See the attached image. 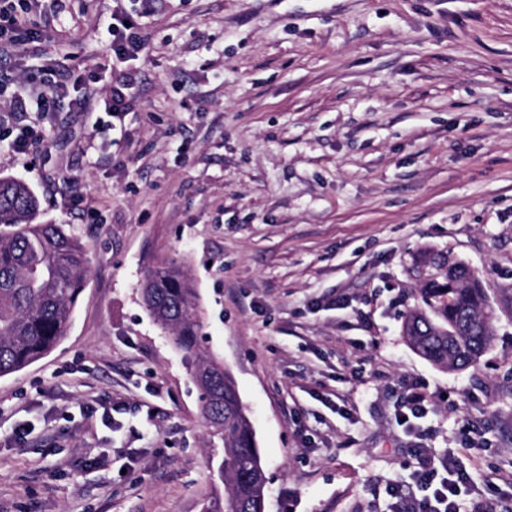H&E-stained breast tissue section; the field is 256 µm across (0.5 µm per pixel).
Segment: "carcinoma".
Returning a JSON list of instances; mask_svg holds the SVG:
<instances>
[{
	"mask_svg": "<svg viewBox=\"0 0 512 512\" xmlns=\"http://www.w3.org/2000/svg\"><path fill=\"white\" fill-rule=\"evenodd\" d=\"M32 189L0 177V377L49 353L66 335L85 288L84 247L57 224L35 223ZM147 310L172 336L201 391V413L222 443L216 476L224 494L203 502L202 512H264L266 476L255 430L231 372L201 352L200 297L173 261L158 262L145 278ZM426 308L406 315L407 342L423 358L450 370L477 364L491 345L489 288L463 264L423 288Z\"/></svg>",
	"mask_w": 512,
	"mask_h": 512,
	"instance_id": "cac0c4a2",
	"label": "carcinoma"
}]
</instances>
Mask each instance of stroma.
Instances as JSON below:
<instances>
[{"mask_svg":"<svg viewBox=\"0 0 512 512\" xmlns=\"http://www.w3.org/2000/svg\"><path fill=\"white\" fill-rule=\"evenodd\" d=\"M146 14L120 62L103 29ZM40 45L0 60V116L37 124L0 177L30 186L37 223L85 247L66 337L0 377V512H201L216 482L200 390L141 288L185 264L199 342L233 374L268 477L265 512H388L415 446L512 470V0H67ZM104 112H16L46 77L108 97ZM466 263L493 288L480 363L416 354L403 315L417 258ZM431 399L400 426L404 385ZM110 409L119 428L106 426ZM483 446H460L463 419ZM26 424L27 439L14 430ZM138 84V75L128 72L124 78L112 85L109 102L104 100V110L112 112V118L121 123L123 112H127L129 102L133 99Z\"/></svg>","mask_w":512,"mask_h":512,"instance_id":"1","label":"stroma"}]
</instances>
